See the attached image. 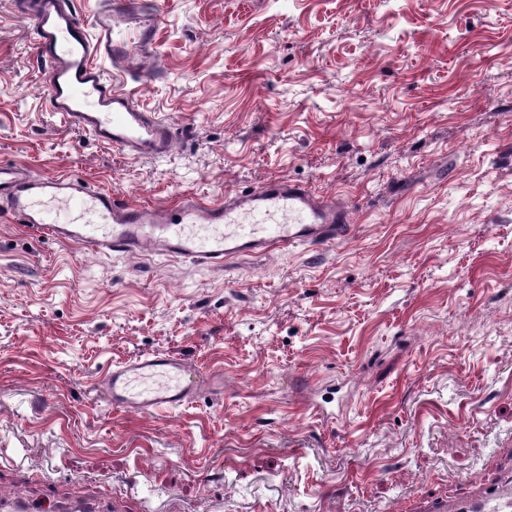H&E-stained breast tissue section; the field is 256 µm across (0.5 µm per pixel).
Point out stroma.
Returning <instances> with one entry per match:
<instances>
[{
	"label": "stroma",
	"mask_w": 512,
	"mask_h": 512,
	"mask_svg": "<svg viewBox=\"0 0 512 512\" xmlns=\"http://www.w3.org/2000/svg\"><path fill=\"white\" fill-rule=\"evenodd\" d=\"M142 74L180 137L136 159L50 111L0 0V163L119 199L272 180L348 205L345 240L223 266L91 253L0 209V494L106 512H390L512 464V0H149ZM224 377L111 409L107 367Z\"/></svg>",
	"instance_id": "stroma-1"
}]
</instances>
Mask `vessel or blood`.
<instances>
[{"instance_id":"1","label":"vessel or blood","mask_w":512,"mask_h":512,"mask_svg":"<svg viewBox=\"0 0 512 512\" xmlns=\"http://www.w3.org/2000/svg\"><path fill=\"white\" fill-rule=\"evenodd\" d=\"M52 111L77 129L135 158H160L172 152L171 126L143 111L130 92L117 88L104 69L113 62L135 68L132 49L114 34L117 19L136 17L140 45H150L153 20L140 0H100L86 19L73 0H23ZM72 208L67 224L51 220V203ZM0 207L30 230L92 252H151L220 265L248 252H270L298 245L319 247L346 238L350 210L290 181L225 195L205 204L192 197L171 206L127 203L111 191L89 188L69 176L34 178L23 168L0 163ZM100 390L113 409L146 414L188 404L206 391L220 393V374L202 370L172 354H155L108 368ZM470 496L429 498L416 512H512V472L472 481Z\"/></svg>"}]
</instances>
